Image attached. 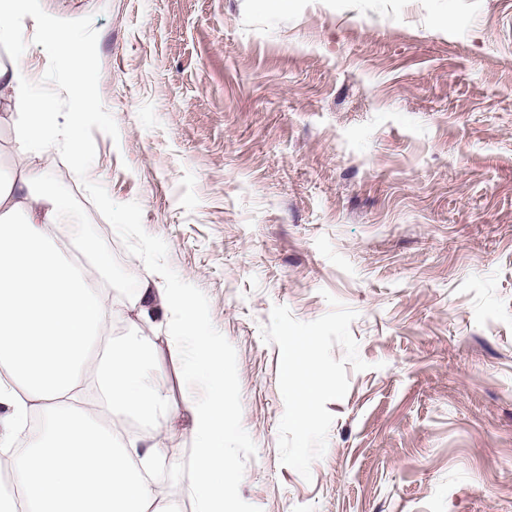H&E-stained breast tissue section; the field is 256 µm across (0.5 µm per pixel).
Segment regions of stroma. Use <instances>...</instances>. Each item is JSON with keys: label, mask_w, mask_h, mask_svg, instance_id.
Masks as SVG:
<instances>
[{"label": "stroma", "mask_w": 512, "mask_h": 512, "mask_svg": "<svg viewBox=\"0 0 512 512\" xmlns=\"http://www.w3.org/2000/svg\"><path fill=\"white\" fill-rule=\"evenodd\" d=\"M99 77L40 168L114 287L224 348L236 512H512V0H38ZM35 100L75 101L29 46ZM357 313L367 370L282 465L274 305Z\"/></svg>", "instance_id": "1"}]
</instances>
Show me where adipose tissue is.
Masks as SVG:
<instances>
[{
  "label": "adipose tissue",
  "mask_w": 512,
  "mask_h": 512,
  "mask_svg": "<svg viewBox=\"0 0 512 512\" xmlns=\"http://www.w3.org/2000/svg\"><path fill=\"white\" fill-rule=\"evenodd\" d=\"M29 28L39 44L68 61L75 109L35 102L23 48ZM0 45L14 50L9 65H0V103L29 111L19 169L0 184V406L10 409L13 427L31 414L48 419L29 450L8 457L23 500L0 503V512H182L179 501L150 481L167 457L173 429L155 427L127 440L112 427L119 416L158 414L189 418L198 442L200 512H234L235 466L224 448V353L199 334L194 302L179 289L147 283L130 308L114 306L101 280L104 243L77 229L65 239L55 235L70 205L34 160L53 148L49 130L60 127L72 170L87 173L82 116L98 103L86 91L95 72L82 62L84 47L62 44L35 0H0ZM130 310L144 324L159 317L172 324L165 349L137 337L101 349L113 321ZM169 361L178 364L180 378L207 381L213 396L179 403L165 372Z\"/></svg>",
  "instance_id": "obj_1"
}]
</instances>
